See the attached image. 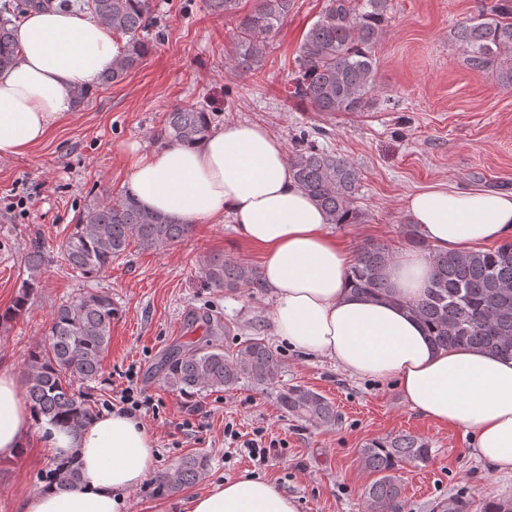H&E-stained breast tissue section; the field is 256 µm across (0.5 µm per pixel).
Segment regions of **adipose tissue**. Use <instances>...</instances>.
<instances>
[{
    "label": "adipose tissue",
    "mask_w": 512,
    "mask_h": 512,
    "mask_svg": "<svg viewBox=\"0 0 512 512\" xmlns=\"http://www.w3.org/2000/svg\"><path fill=\"white\" fill-rule=\"evenodd\" d=\"M126 49L98 19L40 10L16 34L0 70V157L42 143L54 121L73 114V95L111 71ZM127 192L149 211L189 224L230 217L266 252L263 276L274 299L276 335L302 354L332 359L349 375L394 381L406 406L432 422L470 433L474 451L512 474V360L472 347L437 348L397 299L422 295L432 268L408 248L386 274L393 301L354 295L351 252L328 231L324 211L298 185L282 141L256 123L231 122L191 144L135 155ZM410 223L434 248L465 254L512 240V193L445 187L408 195ZM33 412L16 375L0 368V460L15 458ZM56 457L76 458L75 486L27 494L20 512H121L126 494L155 468L140 420L112 412L79 433L53 430ZM187 512H299L296 499L259 477L219 483L191 497Z\"/></svg>",
    "instance_id": "1"
}]
</instances>
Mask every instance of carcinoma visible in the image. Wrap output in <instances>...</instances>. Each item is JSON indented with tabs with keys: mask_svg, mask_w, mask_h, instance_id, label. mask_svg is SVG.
I'll use <instances>...</instances> for the list:
<instances>
[{
	"mask_svg": "<svg viewBox=\"0 0 512 512\" xmlns=\"http://www.w3.org/2000/svg\"><path fill=\"white\" fill-rule=\"evenodd\" d=\"M50 0H3L0 3V67L9 64L15 46V19L30 8ZM211 11L238 19L234 70L256 69L266 39L287 19L294 0H254L241 13L242 0H208ZM87 9L111 30L127 38V51L99 84L122 81L148 55L152 44L145 39L156 24L153 0H67L65 7ZM390 0H328L300 47L298 76L290 94L315 112H367L376 90L375 46L388 22ZM457 40L465 47L467 63L475 71L491 74L498 83L512 87V0H495L462 23ZM211 115L203 107H176L166 113L158 137L190 143L211 127ZM299 186L319 205L331 224H357L364 218L357 206L361 173L349 160L306 137L288 157ZM193 225L143 208L126 195L84 209L74 231L61 241L64 264L82 277H94L135 245L141 250H160L185 238ZM404 234L413 246L428 251L432 278L422 298L402 305L426 329L433 344L448 348L467 346L492 355L512 358V243L465 255L432 248L407 224ZM392 260L380 245H368L356 255L351 271L354 294L367 299H390L386 269ZM44 261L40 238L32 240L25 257L29 278L13 304L0 312V325L22 317L38 288ZM208 288H246L266 291L259 269L232 259H213L203 266ZM118 309L112 296L88 289L54 307L47 341L26 359L25 388L37 424L78 433L94 418L92 407L76 381H93L101 370ZM280 360L261 338H251L228 354L219 345L175 355L167 364L165 380L180 394L195 398L207 392L235 389L243 381L273 386ZM286 413L315 426H334L340 415L322 394L303 385H290L276 393ZM429 443L401 434L375 439L362 448L364 466L377 474L365 491L366 512H399L402 485L397 471L403 462L425 464ZM203 455L184 458L170 474L158 477L163 488L178 490L200 481L207 470Z\"/></svg>",
	"mask_w": 512,
	"mask_h": 512,
	"instance_id": "carcinoma-1",
	"label": "carcinoma"
}]
</instances>
